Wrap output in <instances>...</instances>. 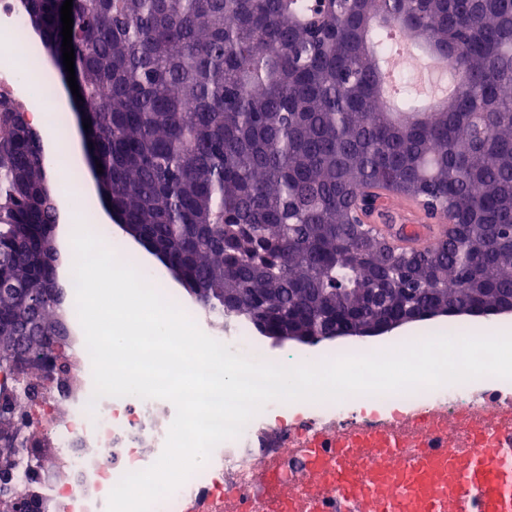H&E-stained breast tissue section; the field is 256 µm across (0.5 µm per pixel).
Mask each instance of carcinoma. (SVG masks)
<instances>
[{
    "label": "carcinoma",
    "mask_w": 512,
    "mask_h": 512,
    "mask_svg": "<svg viewBox=\"0 0 512 512\" xmlns=\"http://www.w3.org/2000/svg\"><path fill=\"white\" fill-rule=\"evenodd\" d=\"M64 0H24L62 48ZM75 76L100 178L129 224L198 286L201 307L257 327L266 311L328 330L420 305L512 300V0H73ZM432 45L456 92L433 110L382 100V30ZM24 114L0 101V432L22 417L10 381L69 371L52 233L55 191ZM421 200L436 248H384L361 221L377 190ZM366 288L385 294L361 304ZM228 298L240 312L225 309ZM0 512H38L0 485Z\"/></svg>",
    "instance_id": "1"
}]
</instances>
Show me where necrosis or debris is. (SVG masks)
Instances as JSON below:
<instances>
[{
	"mask_svg": "<svg viewBox=\"0 0 512 512\" xmlns=\"http://www.w3.org/2000/svg\"><path fill=\"white\" fill-rule=\"evenodd\" d=\"M25 13L21 0H0V94L24 106L21 72L35 52L32 40L22 38ZM70 375L66 380L40 376L22 381L17 401L24 416L25 447L49 441L54 462L30 471L19 467L8 474L13 490L44 504L46 512H107L110 491L124 473L151 466L162 453L174 405L161 399L135 396L94 398L92 363L85 339L71 336ZM281 418L271 428L266 413H258L243 433L218 444L205 463L176 490L159 500L152 512H187L200 501L204 512H224V487H246L256 465L282 456L303 438L335 429L347 414L365 437L422 413L446 412L464 447L489 444L474 419L484 405L473 381L448 387L422 388L413 395L356 396L338 401H307L302 408L275 402Z\"/></svg>",
	"mask_w": 512,
	"mask_h": 512,
	"instance_id": "4bbe7bcc",
	"label": "necrosis or debris"
}]
</instances>
